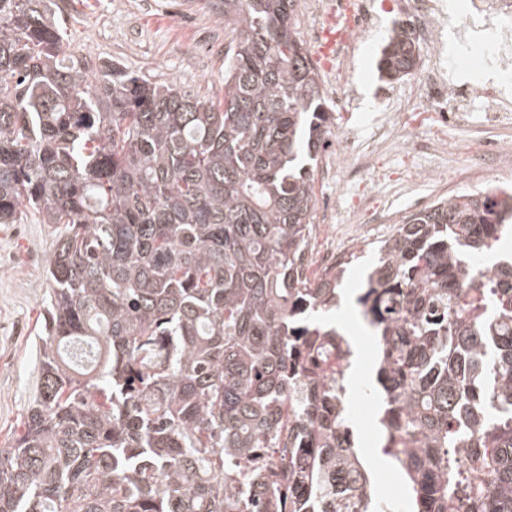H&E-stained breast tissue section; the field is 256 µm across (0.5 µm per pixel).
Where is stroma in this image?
<instances>
[{
  "instance_id": "obj_1",
  "label": "stroma",
  "mask_w": 512,
  "mask_h": 512,
  "mask_svg": "<svg viewBox=\"0 0 512 512\" xmlns=\"http://www.w3.org/2000/svg\"><path fill=\"white\" fill-rule=\"evenodd\" d=\"M66 21L68 49L96 63L113 60L134 74L156 82L172 81L184 89L219 91L224 80V53L230 38L223 17L209 0H59ZM378 56L370 42H361L351 57L348 85L356 98L327 101L332 117L330 139L353 141V153L334 161L331 150L319 155L315 179L317 204L306 253L310 273H318L325 254L358 253L343 283L357 292L378 241L389 237L411 210L425 209L439 200L476 191V184L456 179L466 155L449 156L445 183L418 176L417 165L434 164L431 151H416L403 162L394 142L432 141V127L414 132L393 131L391 143L375 144L377 102L382 88L399 94L410 116L425 105L416 96L419 72L382 82ZM62 230L58 224H0V448L11 445L25 431V412L40 380L36 341L41 334L50 282L46 266ZM351 303L336 310V323L349 342L357 343L360 366L351 367L348 382L365 391L375 359V342L365 336ZM348 421L357 445L369 449V475L375 496L388 497L404 489L398 466L375 451L384 430L379 411L349 409Z\"/></svg>"
}]
</instances>
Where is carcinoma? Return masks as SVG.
Segmentation results:
<instances>
[{"label": "carcinoma", "mask_w": 512, "mask_h": 512, "mask_svg": "<svg viewBox=\"0 0 512 512\" xmlns=\"http://www.w3.org/2000/svg\"><path fill=\"white\" fill-rule=\"evenodd\" d=\"M224 94L67 53L56 0H0V224H61L41 386L0 448V512H368L305 264L330 132L298 0H222ZM393 29L377 69L414 71ZM512 231L491 190L411 214L357 297L410 512H512Z\"/></svg>", "instance_id": "carcinoma-1"}]
</instances>
